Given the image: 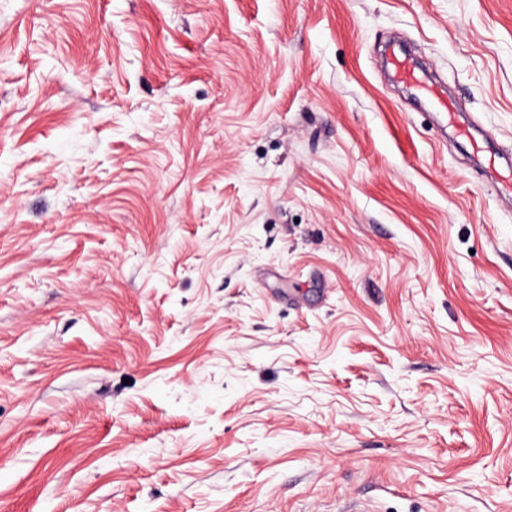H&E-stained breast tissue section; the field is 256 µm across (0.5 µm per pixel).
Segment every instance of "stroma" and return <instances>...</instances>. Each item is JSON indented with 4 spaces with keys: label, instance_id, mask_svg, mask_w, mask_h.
Segmentation results:
<instances>
[{
    "label": "stroma",
    "instance_id": "35a3bbf8",
    "mask_svg": "<svg viewBox=\"0 0 512 512\" xmlns=\"http://www.w3.org/2000/svg\"><path fill=\"white\" fill-rule=\"evenodd\" d=\"M512 0H0V512H512ZM392 64L399 71L404 81L414 86L423 97L432 101L442 111L439 114L447 119V122L455 128L459 136L471 140L469 125L461 120L457 112H454V108L448 103V99L431 81L395 52H393Z\"/></svg>",
    "mask_w": 512,
    "mask_h": 512
}]
</instances>
